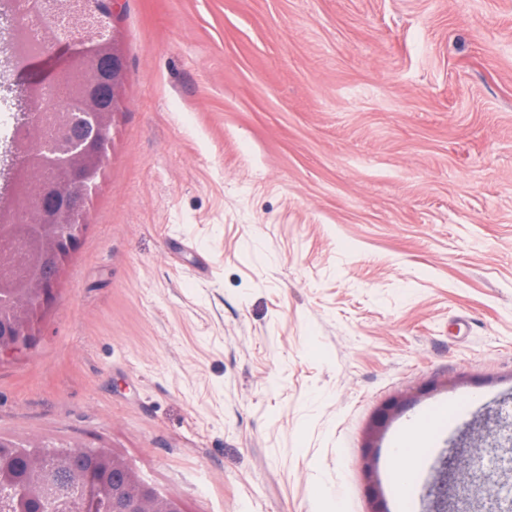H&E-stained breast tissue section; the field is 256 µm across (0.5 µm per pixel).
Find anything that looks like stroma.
<instances>
[{"label": "stroma", "instance_id": "stroma-1", "mask_svg": "<svg viewBox=\"0 0 512 512\" xmlns=\"http://www.w3.org/2000/svg\"><path fill=\"white\" fill-rule=\"evenodd\" d=\"M88 229L0 435L111 449L181 512L394 507L389 455L512 439V0H119ZM396 412L369 441L387 406ZM463 466L512 504V454Z\"/></svg>", "mask_w": 512, "mask_h": 512}]
</instances>
